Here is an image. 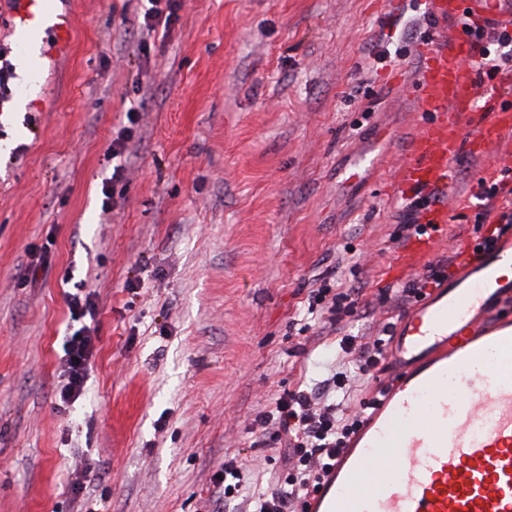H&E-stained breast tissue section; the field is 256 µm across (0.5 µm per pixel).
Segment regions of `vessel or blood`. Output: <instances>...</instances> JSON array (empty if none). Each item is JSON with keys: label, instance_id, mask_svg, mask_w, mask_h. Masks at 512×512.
<instances>
[{"label": "vessel or blood", "instance_id": "b4317fda", "mask_svg": "<svg viewBox=\"0 0 512 512\" xmlns=\"http://www.w3.org/2000/svg\"><path fill=\"white\" fill-rule=\"evenodd\" d=\"M12 27L70 43L64 0H13ZM486 0H431L440 20L490 14ZM472 42L453 34L428 51L416 79L419 131L408 142L399 191H433L461 155L488 157L512 135V104L475 107ZM446 215L424 213V231L398 258L394 275L414 272L435 253ZM512 263V238L469 253L453 288H438L388 330L392 375L373 409L340 451L332 473L305 501L306 512H512V316L490 319L512 284L497 268ZM507 369H484L491 356Z\"/></svg>", "mask_w": 512, "mask_h": 512}]
</instances>
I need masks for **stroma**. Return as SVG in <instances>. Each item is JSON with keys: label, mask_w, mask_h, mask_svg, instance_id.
<instances>
[{"label": "stroma", "mask_w": 512, "mask_h": 512, "mask_svg": "<svg viewBox=\"0 0 512 512\" xmlns=\"http://www.w3.org/2000/svg\"><path fill=\"white\" fill-rule=\"evenodd\" d=\"M142 9L74 0L68 49L0 108V512H77L76 483L102 512H243L217 494L225 455L246 458L249 500L281 466L255 416L413 303L387 276L418 218L395 191L419 119L395 78L461 19L429 0H181L149 36ZM485 178L452 163L430 267L487 229ZM68 281L95 294L96 350L63 412ZM316 288L347 294L335 324L308 314Z\"/></svg>", "instance_id": "obj_1"}]
</instances>
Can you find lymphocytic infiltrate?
Instances as JSON below:
<instances>
[{"label":"lymphocytic infiltrate","mask_w":512,"mask_h":512,"mask_svg":"<svg viewBox=\"0 0 512 512\" xmlns=\"http://www.w3.org/2000/svg\"><path fill=\"white\" fill-rule=\"evenodd\" d=\"M479 47L477 67L487 77L512 67V22L486 21L466 26ZM339 346L351 359L329 378L313 386L297 388L280 397L272 410L256 416L259 429L283 449L284 476L275 477L268 490L254 502L253 512H298L305 497L317 489L336 462L344 442L358 424L359 412L342 403L352 384L368 379L385 358L379 336H345ZM95 338L90 327L67 336L60 359L62 408H69L84 392L91 368Z\"/></svg>","instance_id":"f902f5d3"}]
</instances>
